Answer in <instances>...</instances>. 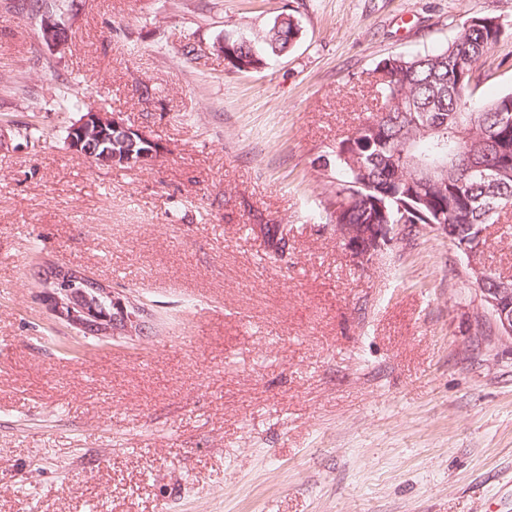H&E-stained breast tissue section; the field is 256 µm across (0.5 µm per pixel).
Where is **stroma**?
<instances>
[{
    "label": "stroma",
    "instance_id": "35a3bbf8",
    "mask_svg": "<svg viewBox=\"0 0 512 512\" xmlns=\"http://www.w3.org/2000/svg\"><path fill=\"white\" fill-rule=\"evenodd\" d=\"M286 14L287 55L226 68L225 33ZM474 15L505 30L486 100L512 89V0H80L63 58L0 0V512H512V341L476 335L462 258L426 231L362 264L327 222L376 65ZM71 80L157 157L68 149ZM484 237L512 278V209ZM41 265L142 298L151 339L88 344ZM282 228L283 226L280 224H273L267 229V233L271 238V250L266 252L265 256L270 263L282 260L288 251L287 235L284 234V229Z\"/></svg>",
    "mask_w": 512,
    "mask_h": 512
}]
</instances>
